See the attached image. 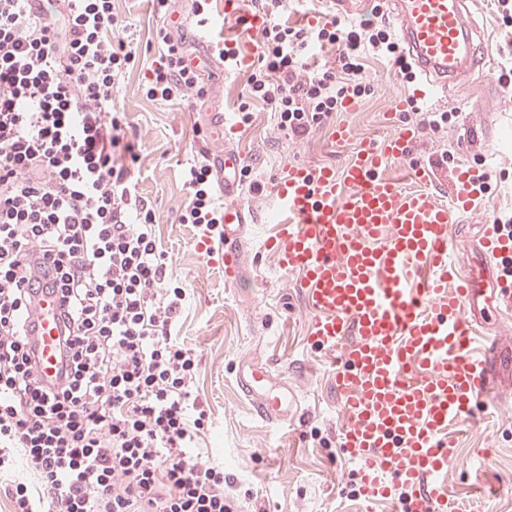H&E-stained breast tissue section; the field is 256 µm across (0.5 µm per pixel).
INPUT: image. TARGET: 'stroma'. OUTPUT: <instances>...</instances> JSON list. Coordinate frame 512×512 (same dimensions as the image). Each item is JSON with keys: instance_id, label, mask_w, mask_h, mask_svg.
Listing matches in <instances>:
<instances>
[{"instance_id": "obj_1", "label": "stroma", "mask_w": 512, "mask_h": 512, "mask_svg": "<svg viewBox=\"0 0 512 512\" xmlns=\"http://www.w3.org/2000/svg\"><path fill=\"white\" fill-rule=\"evenodd\" d=\"M113 4L129 19L123 39L145 47L161 22L152 0ZM472 18L485 36L488 72L476 84L450 83L440 100L421 105L426 112H451L447 128L433 132L420 128L413 113H393L395 102L409 98L415 86L402 79L393 60L371 55L365 60L371 94L358 99L354 110L325 117L306 137H285L276 113L259 107L250 123L239 124L237 143L251 169L243 202L254 221L245 235L242 278L231 288L218 263L200 253L193 226L179 223L178 215L187 169L201 161L202 148L220 145L196 137L195 127L204 112L236 111L245 93L244 72L228 74L212 63L213 93L203 105L190 97L176 103L146 99L137 68L119 84L112 104L125 113L136 136L135 176L156 209L172 275L187 290L173 334L200 357L196 389L210 409L211 425L199 446L223 465L230 479L224 491L239 512H361L353 466L338 448L342 413L333 387L335 363L329 352L308 344L310 314L295 278L263 247L282 219L276 185L288 165L342 166L347 152L330 140L339 124L375 140L399 126L414 127L412 155L431 162L432 188L440 196L451 197L459 164L490 176L476 214L452 230V257L463 266L475 258L481 225L512 211V98L500 81L512 70V25L503 23L497 0H480ZM244 357L271 367L276 379L295 390L300 404L291 421L270 422L255 414L236 382ZM496 397L497 410L466 421L458 435L448 496L462 512H512V386L500 388Z\"/></svg>"}]
</instances>
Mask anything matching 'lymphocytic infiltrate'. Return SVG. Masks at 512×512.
I'll use <instances>...</instances> for the list:
<instances>
[{"label": "lymphocytic infiltrate", "mask_w": 512, "mask_h": 512, "mask_svg": "<svg viewBox=\"0 0 512 512\" xmlns=\"http://www.w3.org/2000/svg\"><path fill=\"white\" fill-rule=\"evenodd\" d=\"M267 18L248 99L307 135L346 96H366L364 52L409 62L381 20L291 25L286 0H252ZM112 0H0V478L25 463L37 486L8 485L9 512H236L224 468L198 448L210 415L194 387L195 351L176 341L186 297L133 177L139 155L120 79L139 62ZM146 98L210 94L186 37L156 27ZM333 47L329 67L305 52ZM179 221L224 242L209 164L191 165ZM58 306L61 363L45 379L37 301Z\"/></svg>", "instance_id": "obj_1"}]
</instances>
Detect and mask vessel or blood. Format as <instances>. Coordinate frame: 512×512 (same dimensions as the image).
<instances>
[{
    "instance_id": "1",
    "label": "vessel or blood",
    "mask_w": 512,
    "mask_h": 512,
    "mask_svg": "<svg viewBox=\"0 0 512 512\" xmlns=\"http://www.w3.org/2000/svg\"><path fill=\"white\" fill-rule=\"evenodd\" d=\"M469 0H393L391 15L419 70L416 91L437 99L450 81L483 73L486 57L469 22ZM225 143L208 153L224 201V283H237L243 238L252 222L240 202L245 155L230 135L231 114L213 112ZM330 137L350 150L341 168L289 165L276 193L285 220L269 246L279 268L296 275L311 313L308 340L336 355V391L344 420L340 448L355 465L360 494L392 512H454L446 483L457 458L453 427L485 409L503 362L498 342L484 359L471 356L476 303L494 289L512 306V288L462 272L448 257L454 224L470 214L482 188L475 169L454 171L450 203L439 202L432 170L416 163L417 186L402 188L389 167L408 156L415 136L402 126L381 142L357 140L345 125ZM478 261L512 259V235L485 225ZM56 308H38L42 370L54 377ZM238 385L258 415L287 419L296 394L273 383L251 359Z\"/></svg>"
}]
</instances>
